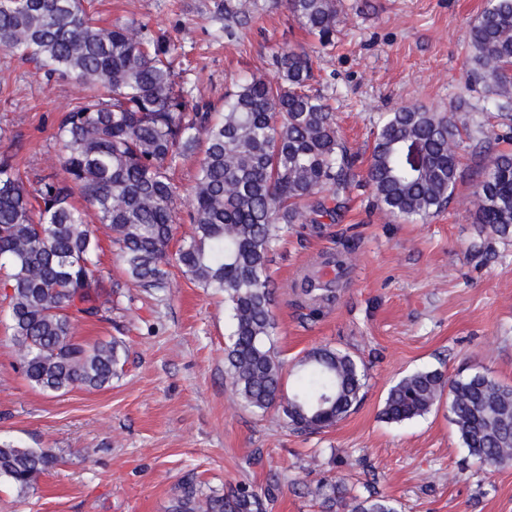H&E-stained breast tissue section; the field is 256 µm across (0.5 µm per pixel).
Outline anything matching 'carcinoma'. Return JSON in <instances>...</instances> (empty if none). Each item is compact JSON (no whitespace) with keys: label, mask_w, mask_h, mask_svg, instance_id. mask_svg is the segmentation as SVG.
<instances>
[{"label":"carcinoma","mask_w":512,"mask_h":512,"mask_svg":"<svg viewBox=\"0 0 512 512\" xmlns=\"http://www.w3.org/2000/svg\"><path fill=\"white\" fill-rule=\"evenodd\" d=\"M287 10L335 47L342 0H284ZM228 37L247 23L241 0H224ZM466 64L498 110L512 109V0H487L466 33ZM0 47L34 64L46 78L72 77L85 89L60 117L55 138L64 176L47 175L28 190L10 159L0 160V283L9 328L35 387L67 392L110 385L125 344L93 345L75 336L80 322L100 320L99 240L89 205L109 238L125 285L169 287V245L177 221L171 173L192 154L201 159L186 217L191 226L175 253L182 273L229 305L225 375L238 400L277 416L295 431L324 429L360 402L367 375L353 355L323 346L298 360L297 385L283 399L285 362L275 346L276 322L268 267L292 226L336 218L354 183L355 158L336 130L331 105L313 87L311 55L290 48L276 55L278 78H244L218 109L197 98L174 69L176 44L148 24L103 26L84 0H0ZM470 134L451 116L401 106L380 116L366 183L390 218L425 221L453 197L458 148ZM416 146L419 165L407 147ZM475 207L478 223L512 239V150L481 157ZM313 311L333 298L331 284L309 275L296 288ZM448 398V413L470 455L489 470L512 464V387L474 370L448 376L413 371L393 385L381 417L402 423L429 414ZM52 448L0 440V481L21 492L56 464ZM348 512H398L376 493L356 496ZM171 512H263L246 487L204 492L183 480Z\"/></svg>","instance_id":"cac0c4a2"}]
</instances>
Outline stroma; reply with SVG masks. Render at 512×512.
Segmentation results:
<instances>
[{"label": "stroma", "mask_w": 512, "mask_h": 512, "mask_svg": "<svg viewBox=\"0 0 512 512\" xmlns=\"http://www.w3.org/2000/svg\"><path fill=\"white\" fill-rule=\"evenodd\" d=\"M223 2L91 0V8L106 25L135 20L167 32L183 79L217 106L244 77L275 78L277 52L304 47L360 177L380 114L400 106L453 112L495 133L512 129L483 85L467 80L464 35L485 0H343L338 43L325 50L276 0H244L260 11L227 39ZM83 95L74 80L47 81L0 48V158L20 168L28 188L61 173L56 124ZM481 145L476 137L460 144L454 199L439 215L388 218L359 187L336 220L295 225L278 244L270 274L281 358L292 364L327 344L368 368L362 402L318 432L290 430L236 401L224 374L230 325L222 297L175 265L165 290L124 287L105 228L97 230L102 296L112 310L77 334L124 340L108 387L46 393L30 384L0 288V438L62 458L32 491L0 482V512H168L175 487L191 476L218 491L276 487L268 512H320L318 490L335 477L345 498L378 492L400 512H512V466L489 472L469 457L447 404L400 424L380 417L389 388L416 369L479 368L512 386V241L486 236L476 222ZM477 242L482 252L473 251ZM346 248L352 260L335 301L299 308L293 287L304 271Z\"/></svg>", "instance_id": "35a3bbf8"}]
</instances>
